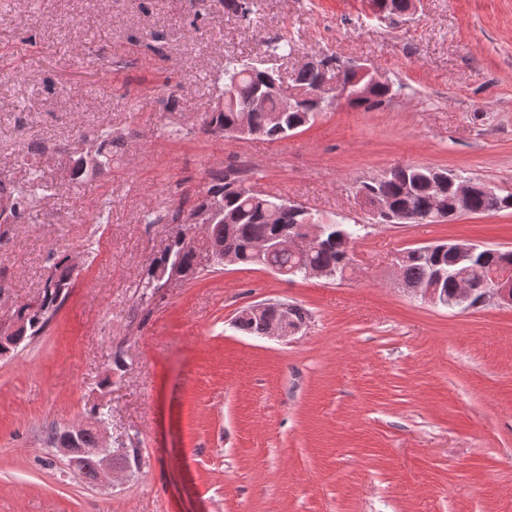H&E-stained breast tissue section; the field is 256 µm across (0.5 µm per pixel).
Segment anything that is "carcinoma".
Segmentation results:
<instances>
[{
	"label": "carcinoma",
	"instance_id": "cac0c4a2",
	"mask_svg": "<svg viewBox=\"0 0 512 512\" xmlns=\"http://www.w3.org/2000/svg\"><path fill=\"white\" fill-rule=\"evenodd\" d=\"M224 7L233 14L250 18L253 0H224ZM276 75L269 69L251 64H240L229 60L224 65V108L217 111L211 107L204 113L203 129L216 133L238 123L240 107L258 91L268 94L266 106L248 113L250 131L269 141L288 138L309 123L318 108L306 102H297L287 112L281 111L279 92L274 89ZM322 80L321 73L313 67L297 71L294 86L311 88ZM402 89V86L374 85L368 94L352 101L351 106L365 111L384 107ZM112 169V140L109 134L96 136L86 152L75 160L70 177L81 182L90 176ZM471 195V210L475 214L499 212L509 209L512 193L499 190L486 192L483 182L474 181ZM359 194H365L378 201L388 203L385 211L373 210L371 214L379 224H423L434 218L449 221L454 217L453 196L448 193V181L440 179V170L424 166H397L389 173L359 183ZM43 185L38 181L37 171L25 184L18 185L0 179V221L17 220L43 195ZM191 214L200 215L207 223L203 225L206 240L213 245L228 244L234 249L235 263L265 266L266 258H260L253 250L255 242L264 239H278L296 232L298 224L288 210L283 208V199L265 195L245 181L226 172L212 174L211 181L191 207ZM313 223L323 225L322 243L306 256L312 266L331 268L336 277L344 279L347 269L345 259L351 245L359 237L356 224H345L318 213L312 215ZM192 225L180 228L171 242L172 253L162 254L148 264L138 288L143 297L153 296L156 291V274L168 259L178 260L179 279L190 281L197 278L206 268L199 265L194 246L188 238ZM507 264L512 266V251L491 250L476 252L469 266V277L475 281L478 291L466 304L468 308L483 305L479 291L487 268ZM76 265L66 259L54 263V271L48 275L42 287L41 296L34 302L14 308L12 319L19 325V343L31 341L49 325L58 308L64 302ZM460 267L454 263L452 249L446 244H437L432 252H421L409 248L402 253L401 275L409 283L428 282L437 273L442 274L439 288L451 293ZM271 316L247 315L240 312L236 327L251 336H263Z\"/></svg>",
	"mask_w": 512,
	"mask_h": 512
}]
</instances>
